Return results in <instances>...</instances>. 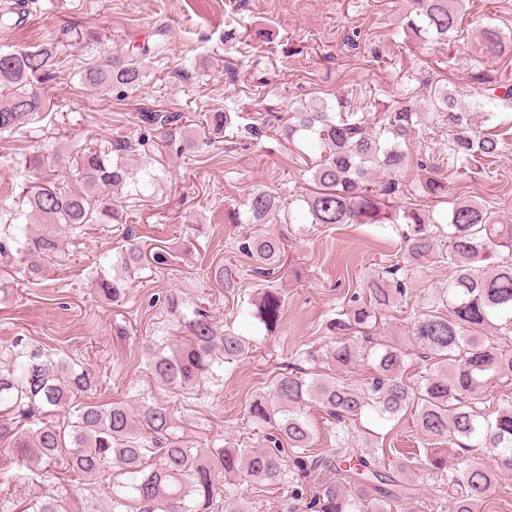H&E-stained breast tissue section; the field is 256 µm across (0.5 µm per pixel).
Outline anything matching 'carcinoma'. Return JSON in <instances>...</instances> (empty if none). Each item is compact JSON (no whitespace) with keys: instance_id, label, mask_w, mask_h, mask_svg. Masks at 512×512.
<instances>
[{"instance_id":"cac0c4a2","label":"carcinoma","mask_w":512,"mask_h":512,"mask_svg":"<svg viewBox=\"0 0 512 512\" xmlns=\"http://www.w3.org/2000/svg\"><path fill=\"white\" fill-rule=\"evenodd\" d=\"M465 0H408L402 30L422 43L448 44L459 33ZM27 0H4L0 28L19 24ZM482 62L512 58V31L487 24L477 30ZM149 46L114 50L104 62L84 64L80 81L95 91L112 90L125 99L149 77ZM61 64L57 43L34 49L0 51V134L16 132L41 117L46 102L39 87ZM481 98L465 104L448 85L430 88L426 104L406 93L388 104L374 98L361 107L336 96L329 104L314 98L289 107L280 115L266 109L263 127L288 144L302 142L320 151L309 168L312 190L302 196L305 224H391L403 240L398 263L367 278L363 287L336 307L328 328L339 337L317 352L298 354L302 360L322 359L325 374L300 368L283 370L267 393L248 404L244 420L263 429L265 448H190L173 422L171 410L144 395L133 406L75 402L97 388L95 377L69 357L19 336L0 349V415H14L16 425L0 422V439L19 435L31 449L35 467L0 470V483L40 486L59 479L60 472L79 477L82 487L70 496L48 494L20 504L0 495V512H99L78 509L97 497V479L109 476L108 512H248L236 478L288 493V512H394L413 496V488L398 473L381 468L364 420L392 421L409 412L420 432L441 444L474 441L503 464L512 466V401L501 399L484 413L482 393L512 377V224L473 201H459L434 217L418 203L400 204L409 194L403 173L415 166L432 167L430 157L414 155L409 143L422 117L429 113L448 127V153L456 170L468 175L502 151L501 134L482 130L476 118L497 127L498 106L512 108V82L486 69L472 75ZM238 112H212L209 123L219 133L235 126ZM180 114L165 110L138 113L141 135L133 144L117 137L104 151L85 148L75 160V185L47 177L25 190L26 210L5 235L17 244L28 272L42 278L65 257V234L84 224H111L121 214L112 193L130 183L128 156L136 152L156 161V138L179 127ZM423 196L440 203L446 183L423 176ZM245 210L234 214L239 224H293V208L276 193L251 189ZM448 237L449 247L442 238ZM240 249L253 259V272L267 277L284 264L283 238L275 233L247 234ZM429 263L448 264V284L426 298L413 323L416 348L433 368L413 382L404 377L409 354L398 345L370 337L379 312L398 302L408 290L409 273ZM121 272H96L95 285L106 300L120 301L129 280L143 269V252L127 243L119 254ZM215 282L230 292L240 277L231 263L214 268ZM284 291L265 285L246 306L247 314L266 333L277 330L284 313ZM171 313L186 335L166 336L143 346L146 368L168 388L219 383L224 373L248 355L250 342L231 329L219 331L200 308L183 310L175 297L167 299ZM370 360L376 376L366 388L346 377ZM317 409L330 426L336 447L327 455L315 451L317 426L309 411ZM68 414L66 425L53 417ZM364 443L352 446L355 434ZM428 464L447 487L452 512H478L492 485V470L468 466L448 468L438 448L425 449ZM328 473L311 488L307 478Z\"/></svg>"}]
</instances>
